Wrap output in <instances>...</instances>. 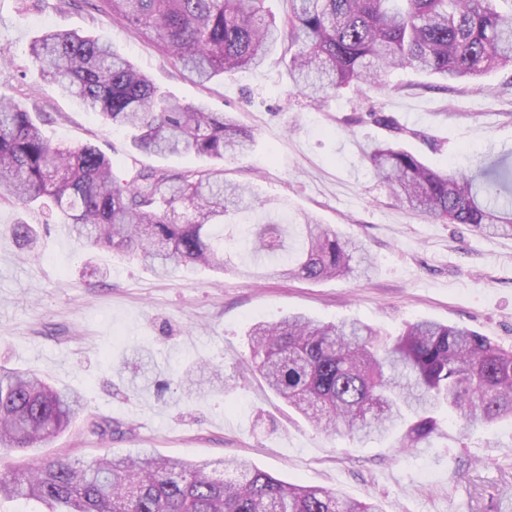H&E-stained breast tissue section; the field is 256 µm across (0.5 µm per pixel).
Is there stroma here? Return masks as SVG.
Listing matches in <instances>:
<instances>
[{
  "label": "stroma",
  "mask_w": 512,
  "mask_h": 512,
  "mask_svg": "<svg viewBox=\"0 0 512 512\" xmlns=\"http://www.w3.org/2000/svg\"><path fill=\"white\" fill-rule=\"evenodd\" d=\"M49 29L106 34L161 93L235 116L255 144L225 162V179L273 200L278 218L307 213L336 228L367 249L375 268L367 279L283 278L237 245L229 263L258 264L261 278L206 269L161 278L121 253L91 251L47 209L0 202V365L35 369L86 404L40 455L76 463L144 449L191 461L244 457L287 482L376 497L385 512H512V422L465 434L450 419L432 447L398 453L388 440L321 433L263 382L238 376L250 356L251 325L291 312L324 322L357 319L390 336L426 318L512 349V236L410 211L374 178L367 158L373 143L391 138L372 120L375 112L393 117L404 129L401 146L434 168L466 167L512 149V69L487 75L484 90L446 91L407 68L392 72L384 89H348L318 106L293 86L284 49L258 69L202 86L153 38L89 11L84 0H41L28 10L0 0V49L7 52L0 95L42 114L51 141L96 146L122 178L143 165L187 170L207 161L138 153L99 112L41 80L29 46ZM21 219L40 233L28 257L11 234ZM191 362L202 364L201 380L221 369L228 389L177 385ZM147 377L170 387L133 392L132 382ZM95 419L121 423L123 431L99 440L88 430Z\"/></svg>",
  "instance_id": "stroma-1"
}]
</instances>
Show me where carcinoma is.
<instances>
[{
    "instance_id": "carcinoma-1",
    "label": "carcinoma",
    "mask_w": 512,
    "mask_h": 512,
    "mask_svg": "<svg viewBox=\"0 0 512 512\" xmlns=\"http://www.w3.org/2000/svg\"><path fill=\"white\" fill-rule=\"evenodd\" d=\"M266 0H101L112 17L157 46L204 84L257 68L274 45L295 51L293 84L319 104L352 85L386 87L410 67L450 82L512 68V0H290L282 20ZM30 55L40 75L104 123L132 132V146L158 157L222 161L249 152L254 135L232 116L183 106L112 47L104 35L50 30ZM373 173L408 208L434 221L512 235V151L468 170L434 169L410 151L380 142L368 152ZM91 145L44 139L29 109L0 98V198L56 212L93 249L118 250L157 274L172 267L224 271L216 227L238 211L261 212L253 256L277 259L282 274L304 280L366 276L361 245L305 215L296 254L287 229L249 187L224 180V168L142 166L123 180ZM184 219H175L177 208ZM13 233L32 249L37 230ZM248 371L316 429L360 440L399 434L398 452L429 448L451 413L462 429L512 421V350L458 325L419 319L396 337L360 320L339 323L290 313L249 332ZM84 410L80 393L31 370L0 367V456L39 448ZM0 497L42 501L54 512H383L322 487L291 484L243 458L187 461L144 450L80 466L32 457L6 475Z\"/></svg>"
}]
</instances>
